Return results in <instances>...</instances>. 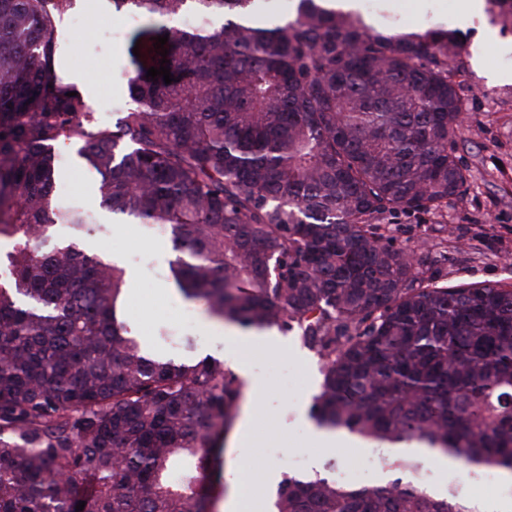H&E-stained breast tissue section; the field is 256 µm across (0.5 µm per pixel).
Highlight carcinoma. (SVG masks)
Instances as JSON below:
<instances>
[{
  "label": "carcinoma",
  "mask_w": 512,
  "mask_h": 512,
  "mask_svg": "<svg viewBox=\"0 0 512 512\" xmlns=\"http://www.w3.org/2000/svg\"><path fill=\"white\" fill-rule=\"evenodd\" d=\"M112 0L169 36L177 78L127 75L99 126L58 74L71 0H0V512H207L243 384L224 360L143 349L117 310L126 269L56 224L54 149L84 140L115 215L169 235L174 284L215 319L293 331L324 361L318 425L512 475V285L448 284L389 225L467 182L458 32L375 33L296 0ZM284 476L275 512H473L412 485Z\"/></svg>",
  "instance_id": "cac0c4a2"
}]
</instances>
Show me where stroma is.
<instances>
[{
    "label": "stroma",
    "mask_w": 512,
    "mask_h": 512,
    "mask_svg": "<svg viewBox=\"0 0 512 512\" xmlns=\"http://www.w3.org/2000/svg\"><path fill=\"white\" fill-rule=\"evenodd\" d=\"M455 0H359L378 32L418 30L442 23L444 13L453 11ZM71 13L80 15L77 25L60 21L57 37L62 48L63 77L78 75V89L88 101L96 123L111 125L117 113L130 105L124 72L133 70L135 29L124 24L121 14L112 12L103 0H73ZM123 27L122 37L109 45L96 44L97 34L109 27ZM494 29L486 66H473L470 55L462 57L463 110L466 115L456 154L467 169L463 193L449 206L442 220L427 219L420 224L393 225L398 243L418 247L448 274L452 284L484 282L512 283V83L490 79L493 70H512V27L494 26L490 18H476L461 27L465 44H472L480 31ZM94 58L95 68L83 64ZM78 143L63 146L65 161L61 178L73 185L72 196L78 207L102 210L95 185ZM103 212L107 237L87 232L78 238L87 253L123 265L128 275L123 317L135 335L159 351L183 357L174 342L178 336H196L194 357L211 355L224 358L227 343L222 322L212 319L202 303L193 304L176 292L171 264L176 258L167 235L149 230L122 217ZM447 224V235H440V224ZM152 256L149 265L127 264L128 250ZM190 308L192 325H182L179 311ZM288 345L275 352L256 351L254 373L262 378L267 392L256 401L241 398L240 408H252L255 420L249 447L240 448L234 434H227L220 454V485L211 497L210 512H224L230 491L257 500L258 473L272 467L287 474L288 462L300 458L306 468L324 466L337 458L352 473L362 474L364 448H325L311 435L306 420L296 413L298 403H312L321 389L322 359L305 347L295 333H288ZM247 462L254 478L234 481L232 471L238 462Z\"/></svg>",
    "instance_id": "stroma-1"
}]
</instances>
